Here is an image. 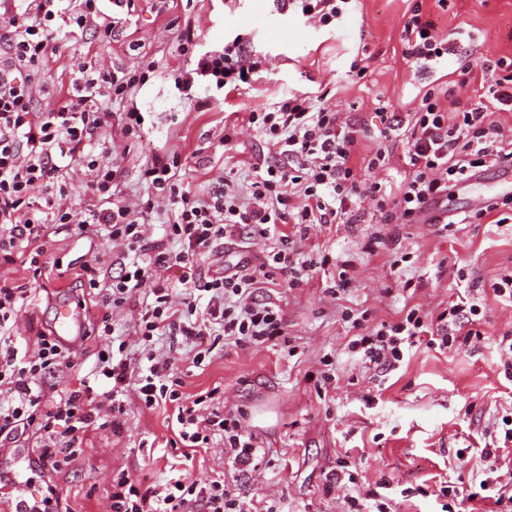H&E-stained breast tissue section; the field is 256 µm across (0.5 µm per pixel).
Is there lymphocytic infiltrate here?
Instances as JSON below:
<instances>
[{
  "label": "lymphocytic infiltrate",
  "mask_w": 512,
  "mask_h": 512,
  "mask_svg": "<svg viewBox=\"0 0 512 512\" xmlns=\"http://www.w3.org/2000/svg\"><path fill=\"white\" fill-rule=\"evenodd\" d=\"M97 2L80 0L73 9L65 0H0V268L21 262L40 277L58 225L73 226L82 239H104L117 250L116 270L87 262L80 272L91 302L102 311L94 327L103 342L95 371L48 402L41 382L71 367L70 351L44 331L37 332L33 349L16 346L10 332L27 290L0 284V447L30 436L42 469L62 472L82 454L90 431L108 425L120 430L133 397L144 410L172 406V429L182 447L205 448L220 438L225 457L249 477L258 471L261 455L243 411L226 408L213 389L186 394L182 372L169 356L153 353V346L167 330L185 336L198 368L222 336L251 347L276 343L286 327L284 311L273 299L259 297L261 285L280 279L300 288L330 265L341 283L349 281V261L303 251L311 228L365 218L379 227L369 245L385 247L395 239L382 226L426 223L429 211L458 185L481 170L511 165L512 126L498 115L512 112V58L485 62L496 73L483 87L488 105L452 111L443 106L456 89L477 80L476 70L462 62L454 86L426 89L414 111L380 112L381 143L366 156L359 153L361 124L308 97L285 96L247 116L274 157L252 163L246 186L223 176L212 192L198 194L179 178L180 153L164 149L144 165L140 179L147 192L132 202L120 188L121 171L109 148H97L96 140L104 130L125 141L138 137L144 117L133 96L154 74V63L81 67L62 106L37 107L48 62L67 34L91 28L106 38L118 33L117 22L102 23ZM353 2L287 0L304 22L320 27L335 25ZM436 28L433 14L415 0L403 25V56L428 65L447 58L450 46ZM178 41L189 65L174 68L173 76L187 100L203 87L238 90L262 71L259 60L247 57L242 39L201 51L188 29ZM402 135L407 169L395 192L373 173L388 168L389 143ZM63 171L85 178L90 198L83 209L73 208L59 178ZM160 222L166 229L157 239L148 228ZM243 234L272 238L276 245L201 280L197 256ZM174 268L181 271L175 288L167 277ZM128 307L136 312L134 322L119 327L116 317ZM481 314V303L470 299L449 303L433 318L414 306L399 319L375 325L366 313L350 310L343 314L353 332L347 348L382 373L402 363L419 341L441 349L467 344L477 335ZM130 348L149 352L147 369L133 371ZM244 498V485L221 477L200 484L176 474L152 483L124 469L113 472L107 490L108 512H246Z\"/></svg>",
  "instance_id": "f902f5d3"
}]
</instances>
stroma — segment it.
<instances>
[{
    "instance_id": "stroma-1",
    "label": "stroma",
    "mask_w": 512,
    "mask_h": 512,
    "mask_svg": "<svg viewBox=\"0 0 512 512\" xmlns=\"http://www.w3.org/2000/svg\"><path fill=\"white\" fill-rule=\"evenodd\" d=\"M413 0H357L335 28L305 23L284 9L282 0H131L123 31L107 41L87 30L69 35V44L48 64L41 110L53 109L61 87L81 66L108 64L132 68L156 65L153 77L135 93L145 123L138 139L117 147L121 187L130 196L143 192L141 170L152 153L174 148L182 156L181 177L192 190L207 192L224 169V126L239 113L272 107L288 93L317 98L374 126L377 108L407 112L435 73L404 59L401 34ZM438 34L472 64L512 57V0H449L438 12ZM191 25L203 48L242 37L251 56L265 59L261 78L230 94L207 92L205 106L183 99L171 69L178 56L177 29ZM367 54L364 78L349 67ZM372 228L360 224L334 232L313 231L308 248L351 261L350 283L329 295L334 270L317 272L310 284L284 292L287 333L274 347L217 342L205 369L193 368L180 336L162 337L160 351L185 374V391L194 395L222 385L226 406L246 413V423L262 448L261 473L247 484L254 512L277 502L280 512H336L344 496L380 480L399 490L397 512H442L440 493L451 484L475 492L485 466L482 450L512 415V381L501 373L499 343L512 334V302L496 300L491 285L512 272V220L504 224H460L454 234L435 233L429 224L391 226L392 249L367 252ZM71 228L61 226L50 243L48 260L80 267L99 259L112 262L105 241L76 248ZM467 295L484 303L475 328L478 340L440 351L416 345L404 363L377 377L349 353L344 310L368 311L371 323L400 318L419 304L440 312ZM82 288L75 277L45 270L29 292L13 327L14 341L33 331L51 330L58 302H77ZM101 342L90 336L74 348L71 369L44 380L45 396L56 395L77 375L90 371ZM331 354L336 383L317 391L307 374ZM168 412L129 410L120 431H93L85 451L63 472L44 480L35 464L32 441L0 454V483L17 484L27 495L46 489L68 503L70 512H106V490L113 471L126 469L158 481L179 470L205 482L229 467L218 448L184 453L173 448ZM350 454L356 484L332 490L325 475L337 456ZM450 504V503H447ZM452 512H470L459 500Z\"/></svg>"
}]
</instances>
